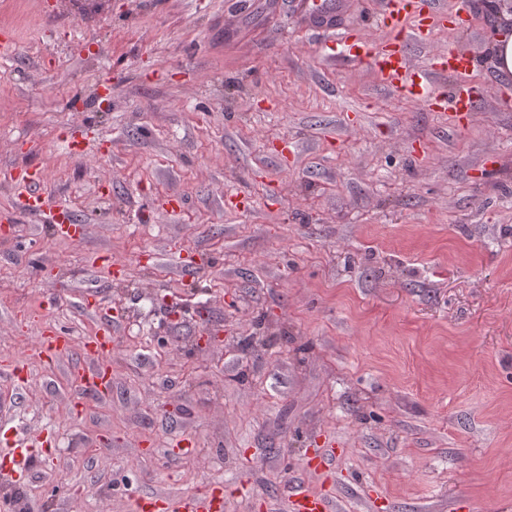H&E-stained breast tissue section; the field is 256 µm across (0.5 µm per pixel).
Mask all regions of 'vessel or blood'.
<instances>
[{"instance_id": "vessel-or-blood-1", "label": "vessel or blood", "mask_w": 512, "mask_h": 512, "mask_svg": "<svg viewBox=\"0 0 512 512\" xmlns=\"http://www.w3.org/2000/svg\"><path fill=\"white\" fill-rule=\"evenodd\" d=\"M346 0H290L289 7L310 29L335 36L343 47L342 57L353 65H367L388 90L411 98L427 109L449 116L455 125L471 121L476 110L478 93L470 80L473 59L456 43L447 50L433 54L426 63L415 65L407 51L409 43L430 44L438 31L456 30L463 24L456 13L440 7L437 0H381L380 24L384 36L369 38L362 28L346 27L342 19ZM452 77L450 91L438 92L435 82L440 76ZM16 186L14 209L18 214L50 225L54 234L68 236L82 231L83 226L70 219L69 208L49 207L35 176L21 168L11 176ZM39 347L46 358L67 351L69 339L57 330L45 331ZM89 352L100 356V363L82 372L81 386L86 390H103L111 382L103 356L112 350L111 336L100 334L86 342ZM224 494L213 487L197 496L176 503H159L153 497H138L135 512H223ZM289 512H334L333 500L306 487H296L288 498Z\"/></svg>"}]
</instances>
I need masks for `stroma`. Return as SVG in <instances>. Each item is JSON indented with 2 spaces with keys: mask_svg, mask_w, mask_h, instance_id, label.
Listing matches in <instances>:
<instances>
[{
  "mask_svg": "<svg viewBox=\"0 0 512 512\" xmlns=\"http://www.w3.org/2000/svg\"><path fill=\"white\" fill-rule=\"evenodd\" d=\"M0 0V512H130L224 487V512L283 506L294 478L335 512H512V78L456 42L471 122L328 60L268 0ZM79 109H70L71 101ZM294 147L291 166L278 158ZM37 170L81 239L13 213ZM180 211L171 214V202ZM70 337L46 361L42 329ZM110 331L112 390H81ZM333 451L328 473L305 471Z\"/></svg>",
  "mask_w": 512,
  "mask_h": 512,
  "instance_id": "35a3bbf8",
  "label": "stroma"
}]
</instances>
